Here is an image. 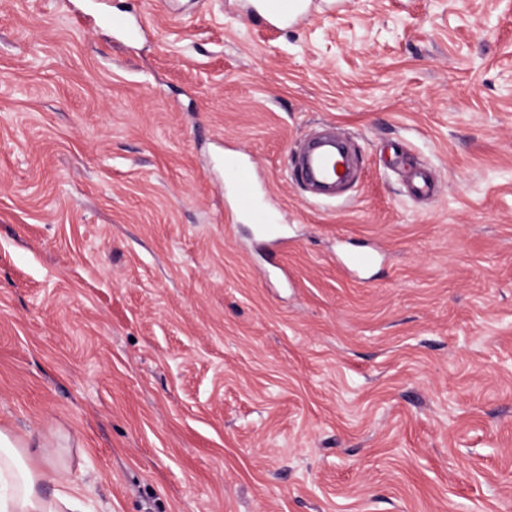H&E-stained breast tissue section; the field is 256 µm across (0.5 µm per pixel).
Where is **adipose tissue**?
Wrapping results in <instances>:
<instances>
[{
	"label": "adipose tissue",
	"instance_id": "1",
	"mask_svg": "<svg viewBox=\"0 0 512 512\" xmlns=\"http://www.w3.org/2000/svg\"><path fill=\"white\" fill-rule=\"evenodd\" d=\"M52 485L43 494L42 485ZM78 487L60 482L44 446L0 430V512H76Z\"/></svg>",
	"mask_w": 512,
	"mask_h": 512
}]
</instances>
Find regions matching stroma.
<instances>
[{
  "label": "stroma",
  "mask_w": 512,
  "mask_h": 512,
  "mask_svg": "<svg viewBox=\"0 0 512 512\" xmlns=\"http://www.w3.org/2000/svg\"><path fill=\"white\" fill-rule=\"evenodd\" d=\"M84 2L0 0V429L95 512H512V0H104L128 43ZM305 0H260L256 18L267 27L279 28L304 19L310 8ZM297 169L303 183L321 188L333 187L347 178L342 162L337 158L336 139L328 136L314 138L308 143L294 171ZM225 178L231 186L236 206L249 214L263 229L273 226L270 214L257 203L253 171L250 166L235 159L225 162Z\"/></svg>",
  "instance_id": "35a3bbf8"
}]
</instances>
